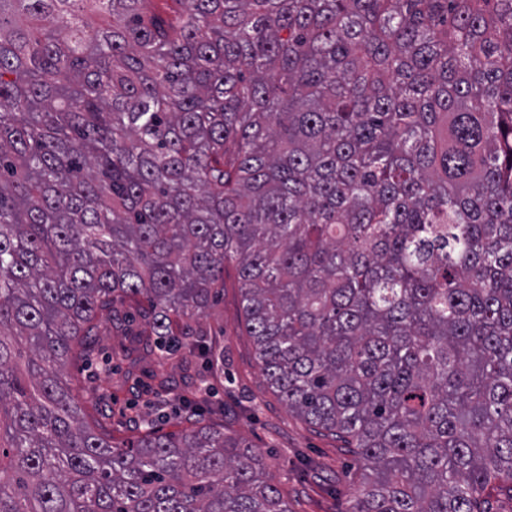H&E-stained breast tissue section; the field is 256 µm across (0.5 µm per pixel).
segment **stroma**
Instances as JSON below:
<instances>
[{"mask_svg": "<svg viewBox=\"0 0 512 512\" xmlns=\"http://www.w3.org/2000/svg\"><path fill=\"white\" fill-rule=\"evenodd\" d=\"M199 322L204 333L193 340L191 365L174 359L167 366L171 391L163 409L153 408L144 390L151 382L150 372L131 337L107 320L98 343L110 357L109 369L93 372L71 363L62 376L68 380L85 376L81 397L116 424L123 438L137 436L150 423L167 430L185 427L186 403L201 404L204 422L223 424L226 432L261 452L293 512H349L359 487L355 458L342 442L289 411L268 385L244 327L234 268L226 269L223 296ZM215 352L224 356L219 374L211 369ZM201 388L207 389V398H199Z\"/></svg>", "mask_w": 512, "mask_h": 512, "instance_id": "obj_1", "label": "stroma"}]
</instances>
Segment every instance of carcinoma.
I'll return each instance as SVG.
<instances>
[{
    "label": "carcinoma",
    "instance_id": "1",
    "mask_svg": "<svg viewBox=\"0 0 512 512\" xmlns=\"http://www.w3.org/2000/svg\"><path fill=\"white\" fill-rule=\"evenodd\" d=\"M229 264L351 512L512 494V0H0V512H292L224 428L119 439L60 377L104 312L163 405Z\"/></svg>",
    "mask_w": 512,
    "mask_h": 512
}]
</instances>
